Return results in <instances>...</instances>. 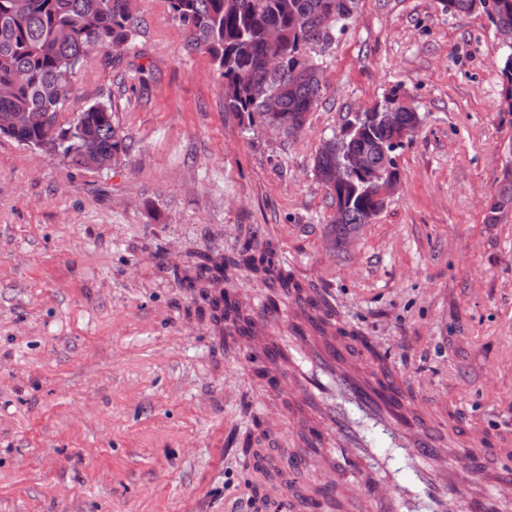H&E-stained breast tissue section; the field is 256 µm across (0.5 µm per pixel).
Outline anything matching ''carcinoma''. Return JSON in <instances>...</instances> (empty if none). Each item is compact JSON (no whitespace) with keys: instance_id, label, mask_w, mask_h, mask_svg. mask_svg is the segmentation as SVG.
<instances>
[{"instance_id":"carcinoma-1","label":"carcinoma","mask_w":512,"mask_h":512,"mask_svg":"<svg viewBox=\"0 0 512 512\" xmlns=\"http://www.w3.org/2000/svg\"><path fill=\"white\" fill-rule=\"evenodd\" d=\"M183 27L186 48L205 50L224 78L225 109L248 122L264 123L266 107L256 93L276 95L278 111L298 119L304 128L317 105L323 78L314 72L313 55L323 54L352 18L356 0H167ZM461 16L480 15L501 33L512 31V0H445ZM140 32L130 0H0V133L17 143L59 155L77 169L107 168L123 143L112 102H96L66 121L77 78L89 64L95 46L106 56L133 43ZM505 111L512 112V53L501 66ZM406 120L416 109L394 89L368 107L359 120V135L335 134L324 140L313 158L317 175L348 167L346 154L367 151L376 159L391 148L393 129L375 121L390 108ZM378 181L352 169L343 184L346 223L368 224L381 209L375 199ZM245 266L273 291L270 311L293 297L305 302L312 292L285 271L269 248L245 250L230 259L198 252L172 270L173 279L202 302L222 332L224 347L238 346L249 317L233 296L215 285Z\"/></svg>"}]
</instances>
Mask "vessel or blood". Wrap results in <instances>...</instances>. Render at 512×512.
<instances>
[{"label":"vessel or blood","mask_w":512,"mask_h":512,"mask_svg":"<svg viewBox=\"0 0 512 512\" xmlns=\"http://www.w3.org/2000/svg\"><path fill=\"white\" fill-rule=\"evenodd\" d=\"M329 307L315 295L298 308L280 340L269 333L267 305L251 306L242 357L270 377L281 363L289 364L291 392L317 410L321 427L311 441L332 464L329 481H355L350 512H448L452 504L484 512L485 503L466 498L470 476L481 473L477 448L484 436L470 434L475 452L447 451L417 399L394 388L384 373L362 372L358 362L367 343L318 337L314 324Z\"/></svg>","instance_id":"b4317fda"}]
</instances>
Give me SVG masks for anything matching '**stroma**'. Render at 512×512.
<instances>
[{
  "instance_id": "1",
  "label": "stroma",
  "mask_w": 512,
  "mask_h": 512,
  "mask_svg": "<svg viewBox=\"0 0 512 512\" xmlns=\"http://www.w3.org/2000/svg\"><path fill=\"white\" fill-rule=\"evenodd\" d=\"M134 10L141 36L95 55L70 104L111 100L126 144L111 167L0 138V512H264L276 483L245 441L285 469L316 420L197 316L171 274L196 251L272 249L427 397L443 437L477 427L488 457L512 450V205H486L512 163L494 28L444 0H358L288 138L225 110L166 0ZM397 87L423 119L402 185L333 247L312 159ZM324 470L311 459L284 483L346 512L353 485Z\"/></svg>"
}]
</instances>
